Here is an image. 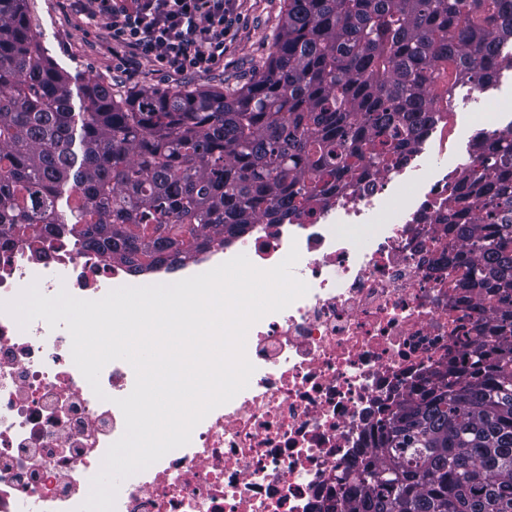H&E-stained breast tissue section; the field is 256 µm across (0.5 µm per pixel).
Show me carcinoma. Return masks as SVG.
<instances>
[{
  "instance_id": "obj_1",
  "label": "carcinoma",
  "mask_w": 512,
  "mask_h": 512,
  "mask_svg": "<svg viewBox=\"0 0 512 512\" xmlns=\"http://www.w3.org/2000/svg\"><path fill=\"white\" fill-rule=\"evenodd\" d=\"M508 47L512 0H286L247 85L118 98L49 56L26 0H0V248L47 253L42 224L134 273L180 268L213 233L275 224L397 162L452 97L437 76L483 89ZM474 167L448 214L470 255L457 282L503 313L387 415L322 512H512V130Z\"/></svg>"
}]
</instances>
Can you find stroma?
<instances>
[{"instance_id":"stroma-1","label":"stroma","mask_w":512,"mask_h":512,"mask_svg":"<svg viewBox=\"0 0 512 512\" xmlns=\"http://www.w3.org/2000/svg\"><path fill=\"white\" fill-rule=\"evenodd\" d=\"M284 9L285 0H240L239 21L226 38L223 59L208 72L181 74L149 58L123 66L112 55V33L103 22H87L69 0H28L30 27L52 59L121 95L153 88L243 87L263 66ZM511 121V69L490 89L457 92L448 115L449 165L468 160L476 125L499 127Z\"/></svg>"}]
</instances>
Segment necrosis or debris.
Returning a JSON list of instances; mask_svg holds the SVG:
<instances>
[{"mask_svg":"<svg viewBox=\"0 0 512 512\" xmlns=\"http://www.w3.org/2000/svg\"><path fill=\"white\" fill-rule=\"evenodd\" d=\"M470 176L449 167L448 127L436 124L400 163L368 169L328 204L249 225L186 263L189 277L239 254L269 269L295 247L293 274L308 292L250 327L248 386L188 445L124 480L115 512H318L388 410L475 333L483 302L451 274L463 246L448 224ZM133 279L126 264L69 243L43 258L0 249V302L33 283L50 297L97 300ZM131 374L125 361L108 363L98 399L65 326L23 329L0 312V512H76L124 433L116 401L132 391Z\"/></svg>","mask_w":512,"mask_h":512,"instance_id":"1","label":"necrosis or debris"}]
</instances>
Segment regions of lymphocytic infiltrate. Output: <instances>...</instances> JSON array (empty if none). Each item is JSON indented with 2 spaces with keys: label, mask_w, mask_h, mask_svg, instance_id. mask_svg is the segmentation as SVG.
Wrapping results in <instances>:
<instances>
[{
  "label": "lymphocytic infiltrate",
  "mask_w": 512,
  "mask_h": 512,
  "mask_svg": "<svg viewBox=\"0 0 512 512\" xmlns=\"http://www.w3.org/2000/svg\"><path fill=\"white\" fill-rule=\"evenodd\" d=\"M238 0H83L89 21L102 20L121 48L180 73L209 71L224 55L238 21Z\"/></svg>",
  "instance_id": "lymphocytic-infiltrate-1"
}]
</instances>
